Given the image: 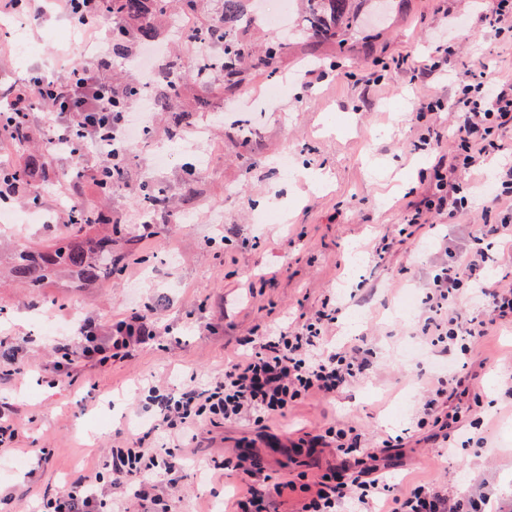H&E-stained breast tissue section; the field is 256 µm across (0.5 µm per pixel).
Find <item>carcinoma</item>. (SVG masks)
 <instances>
[{"instance_id": "obj_1", "label": "carcinoma", "mask_w": 512, "mask_h": 512, "mask_svg": "<svg viewBox=\"0 0 512 512\" xmlns=\"http://www.w3.org/2000/svg\"><path fill=\"white\" fill-rule=\"evenodd\" d=\"M172 0H112V32L115 33L116 51L122 53L126 44L147 42L154 36L157 21L167 16ZM252 8V0H217L214 15L197 27L199 41L212 42L219 54L209 62L172 57L162 66L156 103L161 109L169 108L171 101L180 98L184 83L167 79L170 72L185 73L199 83H209L230 97L246 80L244 63L251 46L242 39L241 31L247 27L245 9ZM352 0H305L298 34L319 43L344 44L346 31L355 20ZM284 45L271 41L257 58L256 68H272ZM57 151L45 143L43 151L30 161L27 172L18 174V185L37 170L48 175ZM145 206L152 211L167 204L163 188H148L143 193ZM72 234L58 236L42 248L26 245L16 248L8 269L9 277L27 288L33 300L43 296V289L53 278L65 274L76 286L89 288L112 275V225L104 213L87 206L73 213Z\"/></svg>"}]
</instances>
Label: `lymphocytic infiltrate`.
Returning a JSON list of instances; mask_svg holds the SVG:
<instances>
[{
  "instance_id": "f902f5d3",
  "label": "lymphocytic infiltrate",
  "mask_w": 512,
  "mask_h": 512,
  "mask_svg": "<svg viewBox=\"0 0 512 512\" xmlns=\"http://www.w3.org/2000/svg\"><path fill=\"white\" fill-rule=\"evenodd\" d=\"M109 61L67 66L62 79L36 78L15 90L0 119L22 127L26 111L43 105L53 130L54 142H78L97 155L91 178L96 194H103L107 180L121 181L128 153L122 145L124 113L113 111L114 92L106 73ZM442 101L430 98L415 107L417 117L429 122L419 136L421 145L437 153L438 162L420 200L409 202L405 223L383 236L375 249L383 255L395 242L413 237L437 217H454L465 210L469 183L466 176L490 156L507 151L503 140L512 129V83L472 78L462 82L455 102V122L442 126L437 117ZM512 200V163L497 174L496 186L486 197L483 213H497L496 223L485 225L481 237L512 239V209H501ZM493 257L482 244L471 248L462 259L445 260L427 286L423 311L425 330L432 345L468 351L471 343L487 336L498 323H512V282L483 280ZM480 289L484 310L478 314L459 313L465 288ZM340 309L328 303L303 313L288 327L262 336L258 345L221 375L203 384H190L175 391L153 385L148 405L155 420L151 433L163 436L155 448L115 447L109 450L101 471L70 485L62 495L44 499L40 512H127L128 499L150 504L151 512H171L170 499L182 479L185 448L196 440L203 423L251 420L257 423L283 414L290 404L313 394L329 396L359 380L369 361L358 348L327 350L326 337L335 326ZM156 322L149 313L101 328L86 322L78 344H59L55 364L68 370L74 357L107 365L129 348L146 343L156 334ZM447 378H439L420 406L418 426L452 430L461 418L463 406L445 409L444 398L456 395ZM342 459L340 470H329L314 483L301 484L300 512H374L377 502L390 503L389 512H467L465 499L423 485L395 494L393 485L365 468L374 458L355 427H331L325 432ZM163 477L160 493L146 490L147 476ZM287 483L265 477L260 484H244L236 493L233 512H272L275 502L288 493Z\"/></svg>"
}]
</instances>
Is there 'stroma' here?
I'll return each mask as SVG.
<instances>
[{"mask_svg": "<svg viewBox=\"0 0 512 512\" xmlns=\"http://www.w3.org/2000/svg\"><path fill=\"white\" fill-rule=\"evenodd\" d=\"M356 3L363 19L345 48L289 38L274 73L254 74L229 99L186 82L176 104L188 117L179 139L170 138L172 113H152L150 136L129 151L124 185L111 197H99L77 177L94 164L87 150L57 154L50 180L31 182L10 199V209L44 213L49 221L0 229V256L67 232L61 207L76 197L111 216L116 268L92 288L51 286L37 304L25 289L0 284V333L24 365L14 374L0 361V412L19 430L14 466L0 470L1 489L24 492L34 510L94 473L105 449L136 443L152 418L144 408L149 386L203 383L222 373L257 330L279 331L299 309L336 298L347 309L328 344L370 350V370L335 396L294 403L284 416L203 426L187 452L172 512H229L243 479L233 463L244 455L259 457L279 480L316 481L341 464L313 444L338 424L357 427L374 447L402 436V447L382 451L378 461L391 469L396 492L434 485L455 496L488 495L490 508L512 512V326L497 328L464 355L423 344L420 312L392 313L405 290L425 294L443 243L464 250L482 223L496 222L481 208L499 168L512 159L492 157L470 174L472 194L461 216L423 229L384 257L371 252L375 239L405 223L407 202L419 200L435 163L433 154L411 149L420 133L408 118L415 104L428 96L451 103L461 76L512 82V41L481 26L473 0H393L378 22L368 0ZM447 11L464 28L440 77L424 83L405 69L381 75L371 68L375 58L436 57L438 42L448 37ZM20 24L35 47L22 59L12 46ZM66 55L108 59L112 76L140 79L115 55L109 33L86 46L59 10L27 20L0 0V105L17 84L56 75ZM314 68L324 74L311 82L306 72ZM277 82L287 91L271 106L263 96ZM231 103L263 113L250 140L226 118ZM26 130L22 146L0 130V164L25 169L51 135L36 110ZM289 152L302 170L291 180L278 166ZM200 154L212 156L210 169L187 176ZM152 185L166 189L169 210L149 218L141 195ZM148 307L158 318L154 340L105 368L79 363L71 374L54 372L55 347L76 340L84 321L105 328ZM436 372L459 374L483 398L482 408L461 421L467 447H449L443 433L416 426ZM222 458L229 467L216 469Z\"/></svg>", "mask_w": 512, "mask_h": 512, "instance_id": "1", "label": "stroma"}]
</instances>
